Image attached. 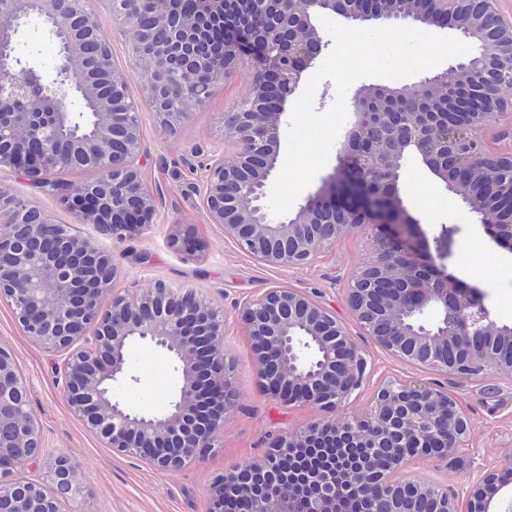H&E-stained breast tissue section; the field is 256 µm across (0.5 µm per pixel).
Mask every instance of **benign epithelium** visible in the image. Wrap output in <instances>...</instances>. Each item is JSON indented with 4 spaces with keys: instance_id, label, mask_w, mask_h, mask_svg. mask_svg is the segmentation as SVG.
Wrapping results in <instances>:
<instances>
[{
    "instance_id": "obj_1",
    "label": "benign epithelium",
    "mask_w": 512,
    "mask_h": 512,
    "mask_svg": "<svg viewBox=\"0 0 512 512\" xmlns=\"http://www.w3.org/2000/svg\"><path fill=\"white\" fill-rule=\"evenodd\" d=\"M252 0L253 14L244 20L224 19L223 54L207 62L210 76L221 78L237 58L254 59L252 93L224 125L237 151L206 165L201 190L211 223L224 226L239 246L271 265L302 267L340 239L366 232L374 259L350 275L345 300L366 334L403 363L436 375L472 380L493 371L512 374V357L500 349L512 347V330L492 318L485 293L450 272L452 242L442 233L429 238L401 196L404 165L415 157L439 178L443 188L462 199L475 223L499 248L512 253V153L491 154L477 130L498 114L512 111V77L502 75L512 58V23L498 20L487 32L488 46L449 70L404 84L398 92L435 83L477 89L484 104L458 113L455 134L429 131L421 115L408 112L392 127L394 147L383 169L388 180L386 205L374 198L369 184L375 169L356 147L365 134L362 98L349 103L354 120L337 152L336 171L308 196L297 213L276 224L268 220L264 188L277 168L280 133L288 99L302 75L319 59L320 16L336 12V0ZM112 13L124 18L133 34L136 53L151 63L149 99L154 108L168 101L186 107L198 95L191 80L166 64L167 58L191 57L198 35L196 22L160 6L154 29L141 26L132 0H110ZM427 11L440 21L457 13L480 16L492 10V0H426ZM31 19L40 20L57 41L61 63L55 85L43 83L33 68L21 66L12 39L0 38V73L13 79L0 84V165L21 170L33 183L52 192L90 223L100 235L121 242L151 223L153 197L144 184L139 109L129 97L127 81L112 63L110 44L101 36L91 0H0V33L17 35ZM312 34L307 39H283L292 24ZM99 44L97 55L85 53L83 30ZM278 97L276 111L266 110L269 94ZM94 105V133L65 138L60 124L71 119L70 95ZM27 102L19 112L16 103ZM261 154L268 167L253 181L240 183L235 198L225 194L246 156ZM460 158L467 175L495 173L479 193L468 182L448 179L437 160ZM51 161L69 169H92L98 178L79 187L58 186ZM117 274L111 255L87 237L71 234L40 210L14 194L0 192V297L8 300L23 333L37 345L55 351L72 350L64 364L63 392L74 411L113 451L139 457L157 469L179 468L206 455L220 434L224 419L237 404L233 386L234 361L224 351V312L204 306L193 290L158 283L143 294L114 293L107 309L102 297ZM429 311L437 319L427 324ZM240 319L252 340L258 374L266 394L284 404H307L325 416L273 439L265 456L249 461L219 479L221 492L244 488L252 474L263 477L259 493L250 496L249 512H299L292 480L280 475L283 459L295 448L318 447L332 432L348 447L366 450L369 462L401 449L387 469L368 467L345 475L353 496L366 501V512H488L505 485L509 469L480 475L465 492V509L457 498L436 485L403 482L394 473L411 458L446 460L469 451L470 425L456 399L437 384L385 380L363 413L335 416L352 392L371 374V365L347 333L336 313L293 288H272L244 305ZM82 346L73 349L76 342ZM148 342L174 358L178 376L168 410L156 416L130 411L112 393L126 378L128 348ZM456 356L448 359V347ZM17 437L0 436V512H26L23 503L39 502V512H59L58 500L36 484L15 478L16 470L40 457V439L29 412V390L17 372L12 354L0 348V429ZM58 491L78 496L82 484L64 456L54 461ZM299 481L320 488L304 512H339L334 490L336 470L307 469Z\"/></svg>"
}]
</instances>
